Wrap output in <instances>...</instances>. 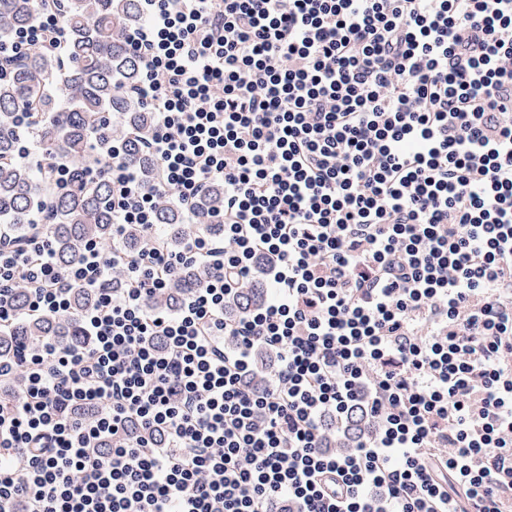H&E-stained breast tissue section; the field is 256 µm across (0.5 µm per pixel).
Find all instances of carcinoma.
<instances>
[{"label":"carcinoma","instance_id":"1","mask_svg":"<svg viewBox=\"0 0 512 512\" xmlns=\"http://www.w3.org/2000/svg\"><path fill=\"white\" fill-rule=\"evenodd\" d=\"M67 30L65 50L51 54H25L14 61L9 76L0 80V224L9 239L22 242L33 228L31 219L46 217V231L58 263H73L82 246L94 240L105 253L112 250V182L77 181L68 190L52 185L44 170L17 157V113L36 112L31 129L40 155L66 162L76 175L104 163L92 140L104 117L114 114L127 135L125 156L142 167L143 185L154 187L156 162L143 155L141 142L154 126V115L133 95L141 80V60L128 44V36L147 22L141 0H60ZM36 0H0V42L31 26L37 18ZM224 187L212 185L203 209L222 206ZM158 236L172 250L181 247L187 230L173 193L157 211ZM208 276L202 265L182 270L171 281L164 302L175 307ZM268 286L256 283L241 290L229 306L232 313L260 305ZM96 293L77 290L70 311L62 316H30L0 331V355L10 356L23 345L52 336L61 346L88 344L79 329L81 314Z\"/></svg>","mask_w":512,"mask_h":512}]
</instances>
